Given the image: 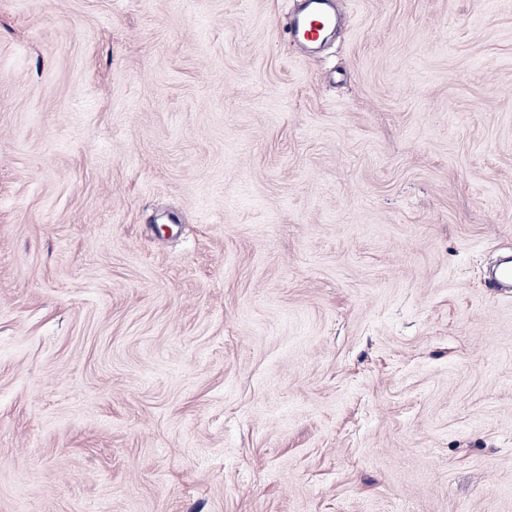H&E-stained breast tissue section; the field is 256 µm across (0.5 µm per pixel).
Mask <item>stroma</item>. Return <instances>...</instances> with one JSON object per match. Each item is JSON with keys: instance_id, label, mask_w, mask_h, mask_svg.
Segmentation results:
<instances>
[{"instance_id": "1", "label": "stroma", "mask_w": 512, "mask_h": 512, "mask_svg": "<svg viewBox=\"0 0 512 512\" xmlns=\"http://www.w3.org/2000/svg\"><path fill=\"white\" fill-rule=\"evenodd\" d=\"M0 0V512H512V0ZM334 0H296L289 20L294 43L300 48L316 45L327 29L336 24Z\"/></svg>"}]
</instances>
